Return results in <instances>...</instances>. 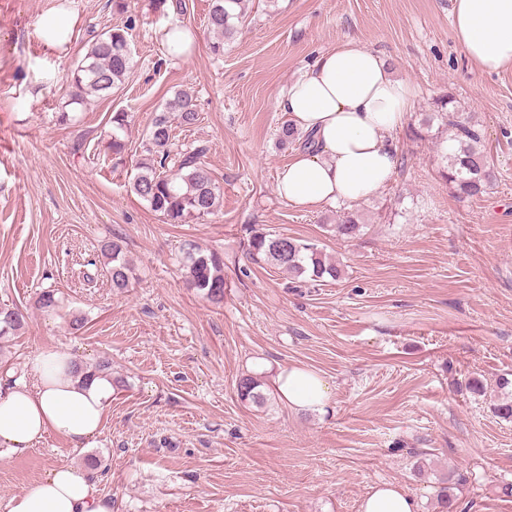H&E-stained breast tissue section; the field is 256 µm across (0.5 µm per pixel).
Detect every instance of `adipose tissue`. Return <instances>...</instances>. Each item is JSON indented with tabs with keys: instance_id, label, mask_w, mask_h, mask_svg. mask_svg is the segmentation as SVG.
<instances>
[{
	"instance_id": "adipose-tissue-1",
	"label": "adipose tissue",
	"mask_w": 512,
	"mask_h": 512,
	"mask_svg": "<svg viewBox=\"0 0 512 512\" xmlns=\"http://www.w3.org/2000/svg\"><path fill=\"white\" fill-rule=\"evenodd\" d=\"M454 38L482 72L512 65V0H452ZM412 88L394 77L382 55L354 40L323 53L289 88L280 108L312 144L284 164L277 192L292 206L355 204L386 185L400 165L396 132L410 110ZM66 351L38 350L29 357L31 381L0 391V446L21 454L49 434L86 447L100 429L112 400L101 376L74 375ZM274 386L297 411L323 412L328 382L298 367L279 370ZM9 512H112L89 471L60 466L22 496ZM360 512H417L398 484L371 488Z\"/></svg>"
}]
</instances>
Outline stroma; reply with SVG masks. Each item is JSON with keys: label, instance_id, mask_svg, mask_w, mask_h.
<instances>
[{"label": "stroma", "instance_id": "1", "mask_svg": "<svg viewBox=\"0 0 512 512\" xmlns=\"http://www.w3.org/2000/svg\"><path fill=\"white\" fill-rule=\"evenodd\" d=\"M182 12L153 0H0V305L26 324L0 339V386L28 381L34 351L60 349L118 384L88 447L59 435L0 461V512L51 470H91L113 512H360L370 489L404 485L418 512H512V421L494 412L512 379V68L487 75L468 61L450 0H246L236 37L213 54L210 0ZM78 19L67 45L46 44L39 20ZM136 24L132 67L112 96L78 104L70 73L94 35ZM179 18L198 34L186 61L158 31ZM381 54L415 89L409 124L454 94L483 135L494 185L460 198L442 180L447 131L410 141L401 164L356 209L366 227L337 239L338 203L308 209L277 194L290 151L276 138L279 100L321 53L347 40ZM189 93L199 119L173 123L176 148L205 142L224 192L214 215L169 224L131 189L153 118ZM132 117L122 154L106 136L114 112ZM317 240L344 268L315 284L247 256V229ZM121 239L135 279L120 292L100 246ZM224 257V302L189 288L183 247ZM56 310L38 307L44 290ZM86 321L72 328L69 316ZM297 365L325 377L322 413L276 398L240 401L238 379L273 384ZM484 389H466L468 378Z\"/></svg>", "mask_w": 512, "mask_h": 512}]
</instances>
